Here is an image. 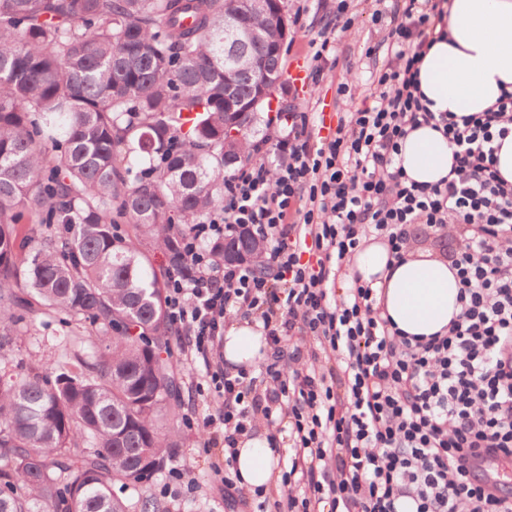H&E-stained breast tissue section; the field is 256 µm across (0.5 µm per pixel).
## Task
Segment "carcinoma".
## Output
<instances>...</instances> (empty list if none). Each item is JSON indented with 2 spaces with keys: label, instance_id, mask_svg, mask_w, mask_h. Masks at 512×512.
<instances>
[{
  "label": "carcinoma",
  "instance_id": "1",
  "mask_svg": "<svg viewBox=\"0 0 512 512\" xmlns=\"http://www.w3.org/2000/svg\"><path fill=\"white\" fill-rule=\"evenodd\" d=\"M248 13L246 0H0V349L36 306L99 341L93 363L0 383V512H167L112 493L165 468L179 394L163 284L114 215L193 281L179 235L224 209V171L248 161L265 112H224L227 32L251 21V56L279 38ZM280 69L274 56L240 74L237 96ZM17 209L66 235L20 240Z\"/></svg>",
  "mask_w": 512,
  "mask_h": 512
}]
</instances>
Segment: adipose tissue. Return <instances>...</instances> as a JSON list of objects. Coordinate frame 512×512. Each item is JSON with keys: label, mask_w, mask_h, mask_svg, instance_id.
Returning a JSON list of instances; mask_svg holds the SVG:
<instances>
[{"label": "adipose tissue", "mask_w": 512, "mask_h": 512, "mask_svg": "<svg viewBox=\"0 0 512 512\" xmlns=\"http://www.w3.org/2000/svg\"><path fill=\"white\" fill-rule=\"evenodd\" d=\"M443 20L448 36L424 56L420 89L431 111L459 117L483 111L502 92L512 91V0H446ZM399 160L409 179L433 184L448 175L452 151L441 132L423 125L401 140ZM357 283L373 288L382 314L409 336L445 332L460 313L455 270L423 250L399 261L387 244L367 239L344 276L345 286ZM264 346L248 323L234 321L224 330L229 365H251ZM276 464L265 439L240 441L235 468L248 487H269Z\"/></svg>", "instance_id": "obj_1"}]
</instances>
